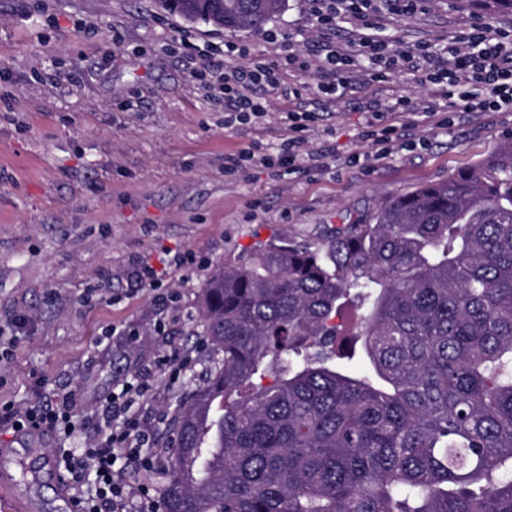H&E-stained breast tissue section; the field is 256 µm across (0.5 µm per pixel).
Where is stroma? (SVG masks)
Returning a JSON list of instances; mask_svg holds the SVG:
<instances>
[{"mask_svg": "<svg viewBox=\"0 0 512 512\" xmlns=\"http://www.w3.org/2000/svg\"><path fill=\"white\" fill-rule=\"evenodd\" d=\"M478 0H426L411 16L386 15L375 37L444 46L450 32L488 21ZM295 35L271 44L270 31ZM307 0H286L265 28L234 31L161 12L154 0H0V405L31 408L41 393H74L79 448L107 428L101 404L136 377L150 389L130 409L159 456L132 490L162 491L161 444L174 412L210 367L194 330L208 274L273 238L322 243L362 224L391 196L447 179L512 140V112H385L413 145L380 157L358 101L393 92L426 100L416 73L356 81L342 100L286 58L316 50ZM235 41L249 62L279 68L267 115L229 124L224 104L195 79L199 51ZM311 115L303 136L319 165L276 163L285 116ZM249 152L269 165L224 158ZM151 266L157 282L139 278ZM137 340L123 337L125 329ZM188 363L171 381L161 356ZM54 434L0 423V480L16 481L30 512H62L46 462Z\"/></svg>", "mask_w": 512, "mask_h": 512, "instance_id": "35a3bbf8", "label": "stroma"}]
</instances>
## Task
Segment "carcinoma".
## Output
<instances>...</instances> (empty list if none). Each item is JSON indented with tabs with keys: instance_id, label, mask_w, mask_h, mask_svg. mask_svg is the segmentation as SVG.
Returning a JSON list of instances; mask_svg holds the SVG:
<instances>
[{
	"instance_id": "1",
	"label": "carcinoma",
	"mask_w": 512,
	"mask_h": 512,
	"mask_svg": "<svg viewBox=\"0 0 512 512\" xmlns=\"http://www.w3.org/2000/svg\"><path fill=\"white\" fill-rule=\"evenodd\" d=\"M156 2L257 30L285 0ZM347 306L361 373L337 362ZM198 326L163 512H512V141L321 246L224 263Z\"/></svg>"
}]
</instances>
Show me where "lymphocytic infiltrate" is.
I'll return each instance as SVG.
<instances>
[{
  "label": "lymphocytic infiltrate",
  "mask_w": 512,
  "mask_h": 512,
  "mask_svg": "<svg viewBox=\"0 0 512 512\" xmlns=\"http://www.w3.org/2000/svg\"><path fill=\"white\" fill-rule=\"evenodd\" d=\"M308 4L328 37L324 56L313 64L321 75L319 88L323 94L332 97L348 89L356 79L351 65L363 57L382 66L379 80H386L391 71L410 70L430 87L431 98L423 104L395 95L394 111L512 112L511 26L479 22L450 35L447 46L441 49H433L428 43L401 49L372 36V29L381 24L375 0H308ZM343 19L355 26L356 34L347 42H332L330 35ZM245 53V47L234 42L225 43L220 53L207 50L196 77L214 96L223 98L225 111L235 119L258 120L268 112L262 90L279 87L278 69L259 63L224 67L223 57ZM75 407L74 394H52L44 396L39 407L25 411L1 405L0 419L19 430L55 432L71 427ZM149 443V436L130 416L99 444L57 449V465L66 477L71 496L81 504V512H159V503L149 487H142L134 496L126 482L128 473L155 470L156 458Z\"/></svg>",
  "instance_id": "1"
}]
</instances>
